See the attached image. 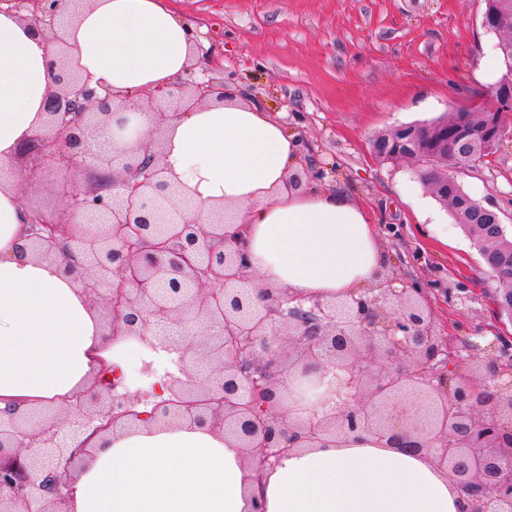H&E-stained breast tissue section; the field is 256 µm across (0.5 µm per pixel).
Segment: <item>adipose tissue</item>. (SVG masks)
<instances>
[{"label":"adipose tissue","instance_id":"adipose-tissue-1","mask_svg":"<svg viewBox=\"0 0 512 512\" xmlns=\"http://www.w3.org/2000/svg\"><path fill=\"white\" fill-rule=\"evenodd\" d=\"M71 66L92 85L129 97L177 81L194 53L190 26L164 0H91L67 32ZM49 42L0 11V408L67 409L101 359L130 375L154 361L178 373L177 353L120 336L108 340L98 310L60 263L19 254L29 215L7 164L44 124L54 85ZM299 139L270 114L228 94L167 133L163 164L209 223L231 209L256 287L331 300L375 287L386 254L369 212L345 186L291 189ZM462 512L460 489L423 454L366 435L339 446L295 448L261 471L237 443L193 423L141 424L96 438L75 476L72 512Z\"/></svg>","mask_w":512,"mask_h":512}]
</instances>
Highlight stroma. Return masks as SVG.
<instances>
[{
    "instance_id": "35a3bbf8",
    "label": "stroma",
    "mask_w": 512,
    "mask_h": 512,
    "mask_svg": "<svg viewBox=\"0 0 512 512\" xmlns=\"http://www.w3.org/2000/svg\"><path fill=\"white\" fill-rule=\"evenodd\" d=\"M193 24L200 68L223 79L297 134L303 180L327 189L345 185L365 205L387 251L385 277L422 292L432 320L455 350L479 343L461 372L481 376L497 337H512L492 297L499 282L482 264L469 234L446 208L428 228L403 197L428 201L411 163H378V132L445 113L479 111L492 81L475 72L495 57V33L481 24L483 0H167ZM30 209L57 219L65 201L63 168L16 166ZM456 177L465 192L497 207L512 233V138L477 167Z\"/></svg>"
}]
</instances>
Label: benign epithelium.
<instances>
[{
	"instance_id": "obj_1",
	"label": "benign epithelium",
	"mask_w": 512,
	"mask_h": 512,
	"mask_svg": "<svg viewBox=\"0 0 512 512\" xmlns=\"http://www.w3.org/2000/svg\"><path fill=\"white\" fill-rule=\"evenodd\" d=\"M33 18L20 17L54 46L49 67L56 87L46 99L43 131L18 149L38 165L49 161L94 181L62 189L67 215L46 235H31V251L62 256L67 272L91 298L103 301L107 335L151 337L179 354L181 376L164 374L169 398L151 411L157 369L143 362L140 381L95 382L65 413L48 418L38 408L0 410V512H70L74 473L90 456L94 436L131 430L147 420L189 421L234 437L248 462L273 467L292 448L325 447L351 434L369 435L387 448L426 454L467 497L465 512H512V381L497 385L502 358L482 382L460 375L448 384L453 349L431 323L421 291L381 280L369 294L315 300L306 306L286 294H253L231 287L248 276L249 259L224 215L211 224L184 219L162 166L165 136L181 117L215 99L224 83L199 81L192 68L166 90L147 96L141 112L118 120L124 105L99 95L89 78L68 68L69 18L60 0H39ZM511 10L482 14L486 29L509 26ZM489 111L512 112V73L495 85ZM152 118L138 131L139 114ZM506 125L481 137L494 155ZM448 117L405 124L373 142L379 160L410 159L431 173L428 188L448 202L456 183L447 167ZM489 224L468 232L497 260L512 259L500 214L464 198ZM499 314L512 322V283L501 282ZM407 356L411 363L403 364ZM301 398L331 410L292 421L284 408L288 384Z\"/></svg>"
}]
</instances>
